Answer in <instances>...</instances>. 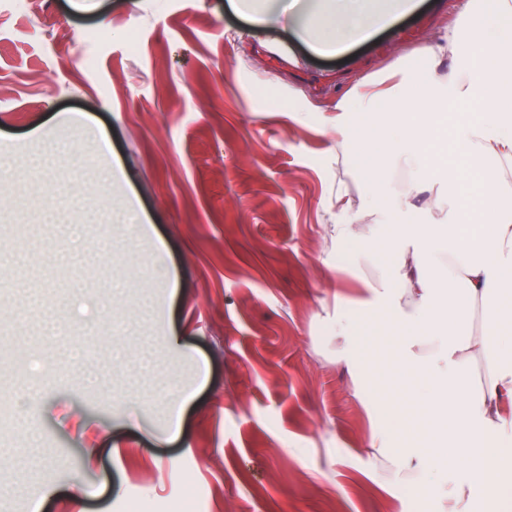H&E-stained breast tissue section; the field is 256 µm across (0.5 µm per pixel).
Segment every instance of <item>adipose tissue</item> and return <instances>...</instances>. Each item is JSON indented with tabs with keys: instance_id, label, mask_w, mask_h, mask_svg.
I'll return each instance as SVG.
<instances>
[{
	"instance_id": "obj_1",
	"label": "adipose tissue",
	"mask_w": 512,
	"mask_h": 512,
	"mask_svg": "<svg viewBox=\"0 0 512 512\" xmlns=\"http://www.w3.org/2000/svg\"><path fill=\"white\" fill-rule=\"evenodd\" d=\"M259 27L285 24L308 47L334 54L365 39L373 0H327L318 20L306 0H276L270 9L230 0ZM421 69H390L384 90L370 84L335 106L323 134L344 138L351 116L360 167L372 190L395 164L412 174L407 195L389 197L391 213L423 197L431 222L402 225L384 237L386 251L425 250L403 266L398 289H370L356 313L337 309V361L354 384L394 394L362 446L384 490L406 487L433 496L437 512H463L475 489L488 512L512 501V0L483 8L465 0L458 20L420 54ZM446 182L447 192L436 191ZM370 194L336 193L337 242L378 234L361 224L374 212ZM497 213L487 234L480 207ZM481 313L483 330L471 329ZM464 471L465 481L448 476Z\"/></svg>"
}]
</instances>
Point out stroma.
<instances>
[{
    "instance_id": "35a3bbf8",
    "label": "stroma",
    "mask_w": 512,
    "mask_h": 512,
    "mask_svg": "<svg viewBox=\"0 0 512 512\" xmlns=\"http://www.w3.org/2000/svg\"><path fill=\"white\" fill-rule=\"evenodd\" d=\"M463 2L423 0L322 57L228 0H0V327L39 395L0 390V512L39 496L41 512H168L192 485L195 512H436L373 481L361 442L377 394L352 396L330 332L337 301L399 287L405 257L326 237L337 188L369 186L354 145L293 108L410 65ZM35 131L80 204L48 198ZM128 197L152 234L110 223ZM69 223L110 255L61 260ZM159 246L166 280L142 268ZM52 320L69 333L48 335ZM165 375L191 395L175 437Z\"/></svg>"
}]
</instances>
